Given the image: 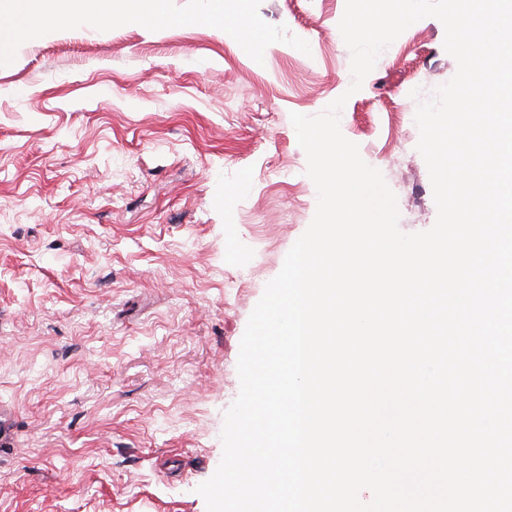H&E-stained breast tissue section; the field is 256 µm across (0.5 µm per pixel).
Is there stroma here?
<instances>
[{
  "instance_id": "1",
  "label": "stroma",
  "mask_w": 512,
  "mask_h": 512,
  "mask_svg": "<svg viewBox=\"0 0 512 512\" xmlns=\"http://www.w3.org/2000/svg\"><path fill=\"white\" fill-rule=\"evenodd\" d=\"M207 7L0 42V512H206L248 318L317 207L291 113L346 96L400 230L436 221L410 93L457 71L441 21L352 94L345 0ZM234 36L241 48L249 53L257 62H261L266 54L268 43L266 39L248 21L242 20L234 26Z\"/></svg>"
}]
</instances>
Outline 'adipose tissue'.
Masks as SVG:
<instances>
[{"label": "adipose tissue", "instance_id": "obj_1", "mask_svg": "<svg viewBox=\"0 0 512 512\" xmlns=\"http://www.w3.org/2000/svg\"><path fill=\"white\" fill-rule=\"evenodd\" d=\"M13 37L25 35L35 19L76 23L121 18L132 22L159 16L164 0H9Z\"/></svg>", "mask_w": 512, "mask_h": 512}]
</instances>
